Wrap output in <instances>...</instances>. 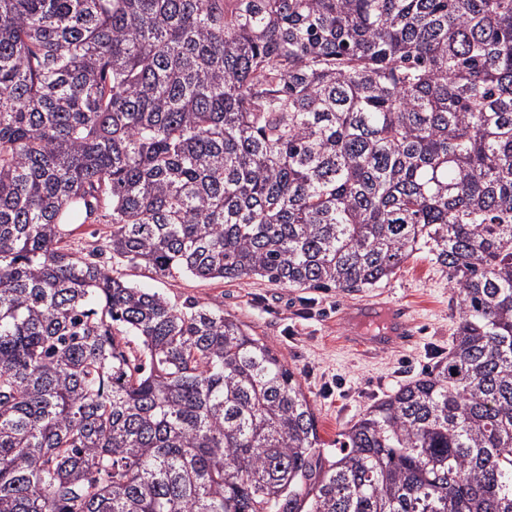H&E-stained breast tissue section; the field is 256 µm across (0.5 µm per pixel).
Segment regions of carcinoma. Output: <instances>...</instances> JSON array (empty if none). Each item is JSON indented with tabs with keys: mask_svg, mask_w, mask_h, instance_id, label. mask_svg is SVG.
<instances>
[{
	"mask_svg": "<svg viewBox=\"0 0 512 512\" xmlns=\"http://www.w3.org/2000/svg\"><path fill=\"white\" fill-rule=\"evenodd\" d=\"M420 246L448 358L331 454L272 346L121 272ZM0 512H512V0H0Z\"/></svg>",
	"mask_w": 512,
	"mask_h": 512,
	"instance_id": "carcinoma-1",
	"label": "carcinoma"
}]
</instances>
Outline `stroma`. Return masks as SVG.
I'll list each match as a JSON object with an SVG mask.
<instances>
[{
    "label": "stroma",
    "mask_w": 512,
    "mask_h": 512,
    "mask_svg": "<svg viewBox=\"0 0 512 512\" xmlns=\"http://www.w3.org/2000/svg\"><path fill=\"white\" fill-rule=\"evenodd\" d=\"M126 277L172 303L198 300L224 310L271 344L297 372L327 442L400 384L445 359L455 328L448 278L424 250L388 281L352 293L255 277L172 281L142 269L127 270ZM396 306L406 308L415 325L411 345L355 346V339L377 335L379 320Z\"/></svg>",
    "instance_id": "obj_1"
}]
</instances>
